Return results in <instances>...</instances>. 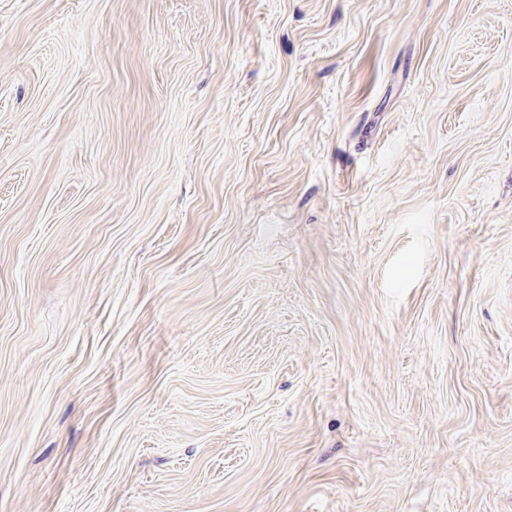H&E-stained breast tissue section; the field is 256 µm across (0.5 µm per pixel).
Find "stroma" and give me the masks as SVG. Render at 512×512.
<instances>
[{
    "label": "stroma",
    "mask_w": 512,
    "mask_h": 512,
    "mask_svg": "<svg viewBox=\"0 0 512 512\" xmlns=\"http://www.w3.org/2000/svg\"><path fill=\"white\" fill-rule=\"evenodd\" d=\"M0 512H512V0H0Z\"/></svg>",
    "instance_id": "stroma-1"
}]
</instances>
